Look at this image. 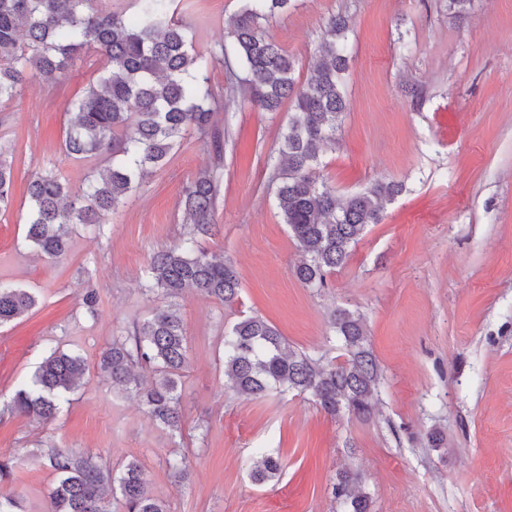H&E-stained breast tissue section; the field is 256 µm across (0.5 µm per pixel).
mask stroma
<instances>
[{
    "instance_id": "35a3bbf8",
    "label": "stroma",
    "mask_w": 512,
    "mask_h": 512,
    "mask_svg": "<svg viewBox=\"0 0 512 512\" xmlns=\"http://www.w3.org/2000/svg\"><path fill=\"white\" fill-rule=\"evenodd\" d=\"M178 2L201 50L223 40L241 6ZM338 12L351 18L349 108L322 173L341 196L388 181L404 189L328 287H306L268 162L289 112L253 111L238 74L213 67L224 130L220 230L199 243L233 262L241 288L228 305L191 292L178 300L188 366L174 434L115 390L98 361L114 336L165 305L140 285L152 256L181 242V190L212 166V152L187 133L102 234L74 225L69 251L49 261L25 239L27 182L55 166L81 191L92 163L65 154V105L92 74L34 81L0 114L15 181L0 213V280L37 297L0 327V458L13 461L0 494L19 493L23 512H45L56 475L38 454L50 447L116 473L138 459L169 512H336L332 487L345 468L360 474L372 512H512V0H472L460 16L448 0H293L266 32L293 56L298 80L325 18ZM89 290L98 297L92 309L82 302ZM336 307L363 316L382 372L370 416L333 417L294 391L244 399L229 389L223 339L235 323L262 317L295 351L340 363L329 324ZM52 348L81 352L87 369L58 417L42 423L13 412L11 400ZM434 428L443 447L427 444ZM262 451L278 455L283 470L258 485L250 473ZM174 455L190 464L181 482L166 466Z\"/></svg>"
}]
</instances>
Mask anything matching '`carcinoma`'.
<instances>
[{
    "instance_id": "carcinoma-1",
    "label": "carcinoma",
    "mask_w": 512,
    "mask_h": 512,
    "mask_svg": "<svg viewBox=\"0 0 512 512\" xmlns=\"http://www.w3.org/2000/svg\"><path fill=\"white\" fill-rule=\"evenodd\" d=\"M133 15L105 0H0V109H6L35 80H55L80 67L96 73L82 94L66 103L69 120L64 148L74 159L107 157L111 163L87 176L81 192L71 191L54 168L31 175L25 218L26 240L52 260L69 248L67 226L107 223L124 196L139 189L145 176L164 165L192 129L200 142L221 157V132L214 122L215 92L209 69L234 58L245 73L244 91L256 112H278L293 102L281 142L271 156L275 199L302 259L296 277L309 288L328 287L327 276L345 265L366 227L379 224L384 203L403 185L378 183L345 198L320 175L321 153L336 146L348 102L342 75L348 67L349 19L330 15L323 25L320 57L300 83L296 62L265 34L273 17L291 0H243L224 30V40L207 52L196 49L190 26L177 18L175 0H132ZM221 162L199 171L179 201L187 224L181 244L151 259L143 291L172 303L112 337L101 352L100 370L112 385L137 397L147 415L170 432L182 427L178 384L188 364L182 318L173 300L185 291L224 304L239 295L234 265L196 249L197 238L216 231ZM13 164L0 147V213L11 205ZM36 305L28 288L0 281V326ZM333 329L347 353L340 364L325 365L287 346L279 331L259 317H247L224 334V377L246 398L271 390L311 394L324 412L365 416L374 407L380 369L368 348L363 319L345 308L331 314ZM86 370L76 352L52 350L31 381L18 389L12 410L42 422L56 418ZM57 483L47 512H108V489L116 486L123 512H168L148 487L132 458L119 475L87 456L61 448L47 453ZM280 457L263 453L252 479L279 477ZM359 474L343 471L333 485L342 512H370V496Z\"/></svg>"
}]
</instances>
